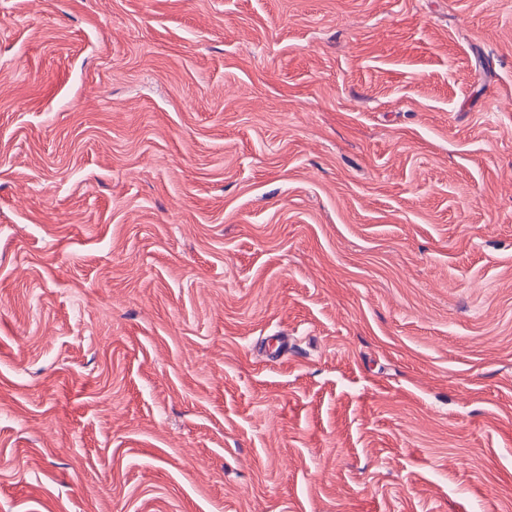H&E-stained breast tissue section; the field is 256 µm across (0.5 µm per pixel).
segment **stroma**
<instances>
[{
	"instance_id": "stroma-1",
	"label": "stroma",
	"mask_w": 512,
	"mask_h": 512,
	"mask_svg": "<svg viewBox=\"0 0 512 512\" xmlns=\"http://www.w3.org/2000/svg\"><path fill=\"white\" fill-rule=\"evenodd\" d=\"M0 512H512V0H0Z\"/></svg>"
}]
</instances>
